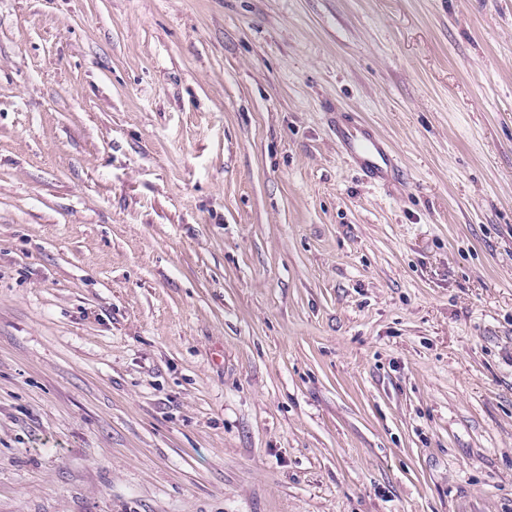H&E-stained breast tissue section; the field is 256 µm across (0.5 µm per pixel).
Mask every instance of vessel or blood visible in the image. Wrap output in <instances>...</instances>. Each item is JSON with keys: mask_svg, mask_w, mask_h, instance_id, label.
Here are the masks:
<instances>
[{"mask_svg": "<svg viewBox=\"0 0 512 512\" xmlns=\"http://www.w3.org/2000/svg\"><path fill=\"white\" fill-rule=\"evenodd\" d=\"M342 154L371 181L383 182L399 159L385 139L366 123L350 121L336 128Z\"/></svg>", "mask_w": 512, "mask_h": 512, "instance_id": "obj_1", "label": "vessel or blood"}]
</instances>
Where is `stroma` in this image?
I'll list each match as a JSON object with an SVG mask.
<instances>
[{
  "label": "stroma",
  "mask_w": 512,
  "mask_h": 512,
  "mask_svg": "<svg viewBox=\"0 0 512 512\" xmlns=\"http://www.w3.org/2000/svg\"><path fill=\"white\" fill-rule=\"evenodd\" d=\"M0 512H512V0H0ZM336 137L342 154L370 181L381 183L388 172L398 167L395 152L364 122L350 121L336 126Z\"/></svg>",
  "instance_id": "1"
}]
</instances>
